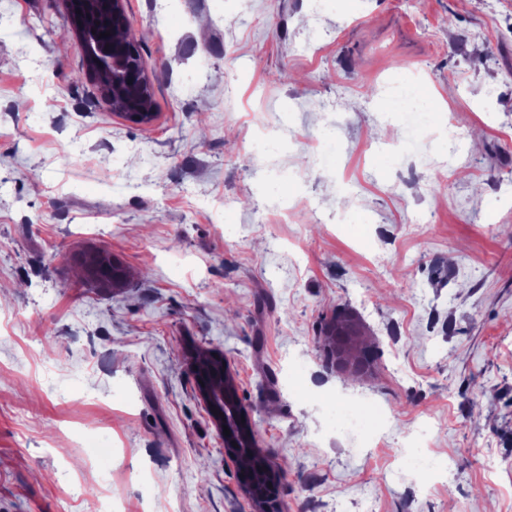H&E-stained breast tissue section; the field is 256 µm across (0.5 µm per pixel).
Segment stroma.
I'll list each match as a JSON object with an SVG mask.
<instances>
[{"label":"stroma","instance_id":"1","mask_svg":"<svg viewBox=\"0 0 512 512\" xmlns=\"http://www.w3.org/2000/svg\"><path fill=\"white\" fill-rule=\"evenodd\" d=\"M126 10L145 125L62 0H0V512H99L106 483L120 512H254L190 348L234 365L280 512H512V0ZM396 81L434 111L402 157ZM94 250L123 287L86 282ZM335 313L364 375L326 359ZM371 403L361 451L340 419ZM77 264L86 280L95 288H112L114 271L121 273L124 281L127 279L125 267L115 263L109 253L97 252L81 255L77 258Z\"/></svg>","mask_w":512,"mask_h":512}]
</instances>
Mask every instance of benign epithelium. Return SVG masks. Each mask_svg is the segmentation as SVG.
<instances>
[{"label":"benign epithelium","instance_id":"7a95c632","mask_svg":"<svg viewBox=\"0 0 512 512\" xmlns=\"http://www.w3.org/2000/svg\"><path fill=\"white\" fill-rule=\"evenodd\" d=\"M62 2L73 17L75 34L82 43L86 73L97 82L102 96L119 114L141 122L149 121L153 116L152 84L144 65L131 59L136 38L130 33L124 0H81L85 17H106L112 31L124 34L121 39L102 37L101 30L74 17L76 0ZM211 359L218 364L220 373L213 383L199 382V397L209 412L214 430L224 442L226 457L236 463L247 454L258 461L257 474L241 476L242 490L255 512H278L273 496H255L253 488L258 481L277 486L283 475L260 448L254 429L248 422L241 421L243 417L249 418V410L238 393L231 361L221 352L212 353ZM225 426L230 430L228 436L223 433Z\"/></svg>","mask_w":512,"mask_h":512}]
</instances>
